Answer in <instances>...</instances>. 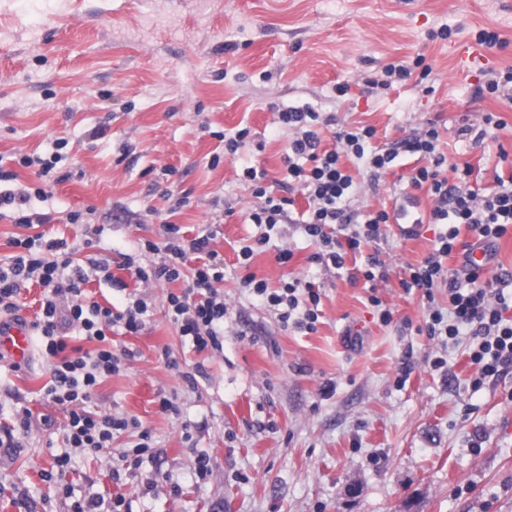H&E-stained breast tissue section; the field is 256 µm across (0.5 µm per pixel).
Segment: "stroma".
Wrapping results in <instances>:
<instances>
[{
	"mask_svg": "<svg viewBox=\"0 0 512 512\" xmlns=\"http://www.w3.org/2000/svg\"><path fill=\"white\" fill-rule=\"evenodd\" d=\"M450 39L430 40L441 25ZM496 30L489 48L477 30ZM476 45L478 57H461ZM423 55L433 92L414 82L379 93L371 79L390 62ZM512 66V0H0V156L30 186L23 154L66 140L55 184L40 209L52 213L47 236L77 244L91 225L104 231L91 252L109 273L90 272L92 299L123 308L143 293L149 305L136 334L113 327L125 368L102 379L90 410L136 418L139 429L114 435L111 448L75 454L65 470L63 417L48 411L50 381L41 352L13 369L0 361V427L17 412L51 413L18 448L0 447V512H75L96 502L110 512H512V371L473 388L468 333L442 343L427 336L420 292L401 286L408 265L432 250L438 225L401 238L389 227L363 255L380 253L386 281L370 288L347 270L312 262L316 247L296 227L281 226L241 266L237 251L259 234L243 214L253 205L243 168L282 181L291 130L276 109L312 105L352 127L371 126L376 145L396 146L429 122L439 124L449 162L470 163L473 187L494 186L512 170V90L481 98L491 72ZM350 83L348 96L336 84ZM504 120L494 138L475 145L484 113ZM250 127L253 143L224 156L226 133ZM399 153L379 183L350 166L351 205L393 206L417 167ZM188 195L170 212L165 192ZM232 206L234 216L224 214ZM80 212L69 223L70 212ZM197 233L221 224L224 257L222 351L184 341L167 314L176 281L139 291L124 255L147 266L156 256L138 239H163L164 223ZM292 250L280 266L279 249ZM320 286L321 318L313 332L284 327L244 288L247 274L278 287L284 273ZM122 287H113L112 278ZM393 312L382 323L369 302ZM442 367H433L436 357ZM178 413H165L161 397ZM147 430L153 450L141 467L122 457ZM210 470L198 477L195 458Z\"/></svg>",
	"mask_w": 512,
	"mask_h": 512,
	"instance_id": "stroma-1",
	"label": "stroma"
}]
</instances>
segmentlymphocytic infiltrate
I'll return each instance as SVG.
<instances>
[{
    "label": "lymphocytic infiltrate",
    "mask_w": 512,
    "mask_h": 512,
    "mask_svg": "<svg viewBox=\"0 0 512 512\" xmlns=\"http://www.w3.org/2000/svg\"><path fill=\"white\" fill-rule=\"evenodd\" d=\"M276 122L296 131L288 142L284 162L289 179L300 188L306 208L297 211L294 198L278 195L273 186L267 185L264 170L244 168L243 180L256 199L246 219L262 227L263 232L254 243L240 248V257L250 260L256 249L269 244L271 233L278 226L297 224L316 244L315 260L340 270L348 255L360 253L362 246L379 240L387 225L407 223L411 237L416 234V225H440L431 253L407 267L401 286L408 292L420 290L429 300L428 335L453 339L461 330L470 331L476 345L468 357L477 366L480 380L496 379L511 370L512 322L505 313L512 306L507 303L504 289L512 283V274L505 272L484 279L482 271L470 266L468 257L474 249L495 246L512 229V176L497 177L489 194L473 190L468 184L471 165L449 163L438 148L440 133L433 121L403 142L406 151L422 161L408 177L414 190L406 198L408 212L354 209L350 203L355 183L347 161L364 162L371 178L377 179L390 170L396 157L394 150L374 145L375 128L341 125L335 132L333 149L324 150L320 147V114L315 108L278 111ZM59 160L55 153L22 156L20 165L34 169L37 185L17 191L0 190V220H10L23 229L22 235L10 241L14 253L9 261L0 262V317L16 320L19 297L26 284L43 288L40 310L31 328L40 338L51 376L44 392L45 402L62 410L68 447L99 452L111 447L114 433L138 425L135 418L98 414L87 408L94 387L101 379L119 373L122 367V356L113 350L107 333L118 324L128 333L139 332L148 306L138 297L116 311L90 299L85 289L87 277L73 265L78 245L33 233V226L52 220L51 214L35 211L32 203L48 199L47 187ZM450 170L456 175V183L448 181L446 173ZM419 190L431 201L425 217L414 212L415 193ZM464 231L469 232L470 241H461ZM220 233V225L209 224L188 238L179 225L168 223L163 242L143 239L138 243L141 251L160 254V261L148 267L134 265L130 260L123 264L142 287L151 288L178 281L185 262L199 259L191 284L181 292L168 293L167 302L168 314L181 337L200 350L219 349L224 344V321L229 314L220 289L224 259L213 247ZM456 253L461 256L459 266L448 268V258ZM243 285L275 310L282 323L315 331L320 318V294L314 283L291 279L272 289L266 280L250 274L244 277ZM441 287L447 288L451 301L447 313L432 304L435 289ZM72 331L97 341V348H69L66 337Z\"/></svg>",
    "instance_id": "lymphocytic-infiltrate-1"
}]
</instances>
